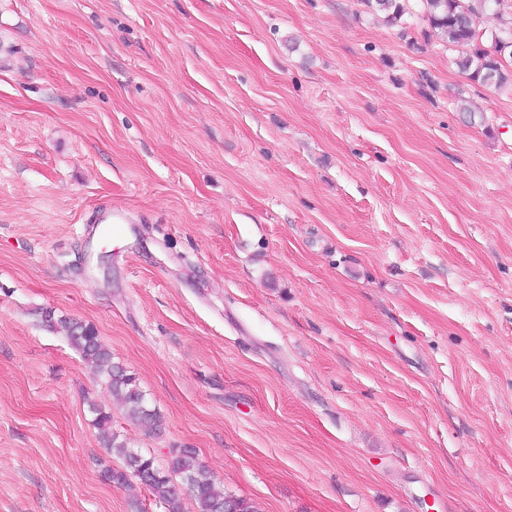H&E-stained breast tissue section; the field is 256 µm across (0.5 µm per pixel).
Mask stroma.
I'll list each match as a JSON object with an SVG mask.
<instances>
[{
    "label": "stroma",
    "instance_id": "obj_1",
    "mask_svg": "<svg viewBox=\"0 0 512 512\" xmlns=\"http://www.w3.org/2000/svg\"><path fill=\"white\" fill-rule=\"evenodd\" d=\"M458 54L420 0H0V512H166L94 404L259 512H512V90ZM364 4L374 12L385 15L387 22H396L404 14L405 0H362ZM42 314L43 322L51 330L57 327L66 330V337L72 346L95 366L127 419L150 431L159 430L162 425L161 414L148 406L135 376L121 363L113 361L111 350L101 342L93 326L67 317L57 318L52 310H45Z\"/></svg>",
    "mask_w": 512,
    "mask_h": 512
}]
</instances>
